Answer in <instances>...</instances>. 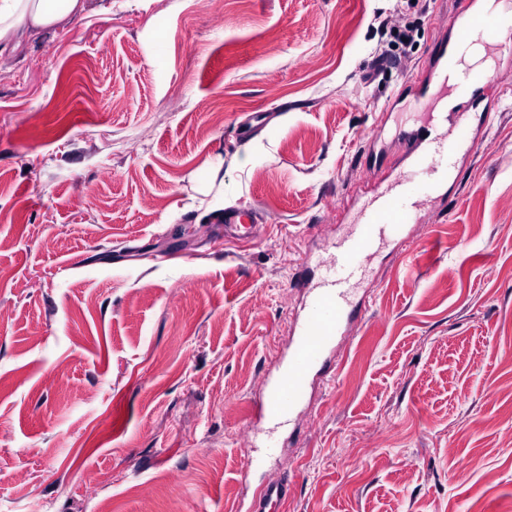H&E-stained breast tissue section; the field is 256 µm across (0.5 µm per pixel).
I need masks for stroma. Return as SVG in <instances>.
Segmentation results:
<instances>
[{
  "mask_svg": "<svg viewBox=\"0 0 512 512\" xmlns=\"http://www.w3.org/2000/svg\"><path fill=\"white\" fill-rule=\"evenodd\" d=\"M457 4L87 0L0 54V512H246L283 478L288 512H512V89L238 475L306 259L397 173L383 110ZM393 15L415 42L361 82ZM255 215L249 210H235L224 213V224L236 232L238 239H248L252 233Z\"/></svg>",
  "mask_w": 512,
  "mask_h": 512,
  "instance_id": "35a3bbf8",
  "label": "stroma"
}]
</instances>
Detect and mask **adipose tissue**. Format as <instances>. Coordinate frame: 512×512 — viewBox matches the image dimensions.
<instances>
[{
	"mask_svg": "<svg viewBox=\"0 0 512 512\" xmlns=\"http://www.w3.org/2000/svg\"><path fill=\"white\" fill-rule=\"evenodd\" d=\"M85 10V0H0V47L19 49L27 40L64 26Z\"/></svg>",
	"mask_w": 512,
	"mask_h": 512,
	"instance_id": "1",
	"label": "adipose tissue"
}]
</instances>
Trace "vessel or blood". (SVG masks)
<instances>
[{
  "label": "vessel or blood",
  "mask_w": 512,
  "mask_h": 512,
  "mask_svg": "<svg viewBox=\"0 0 512 512\" xmlns=\"http://www.w3.org/2000/svg\"><path fill=\"white\" fill-rule=\"evenodd\" d=\"M451 31L452 39L438 46L403 106L414 126L395 137L401 149L398 173L376 182L347 231L315 262L317 274L288 357L277 365L271 384L253 404L268 450L279 448L281 430L297 420L309 385L324 371L353 321L354 299L371 278L374 256L403 240L405 226L416 218L419 207L437 199L449 174L482 145L470 126L469 112L479 91L505 80L498 66L500 35L512 33V0H460ZM253 221L248 210L224 214L225 224L240 239L250 238ZM290 498L287 483L271 482L252 499L247 512H286Z\"/></svg>",
  "instance_id": "obj_1"
}]
</instances>
